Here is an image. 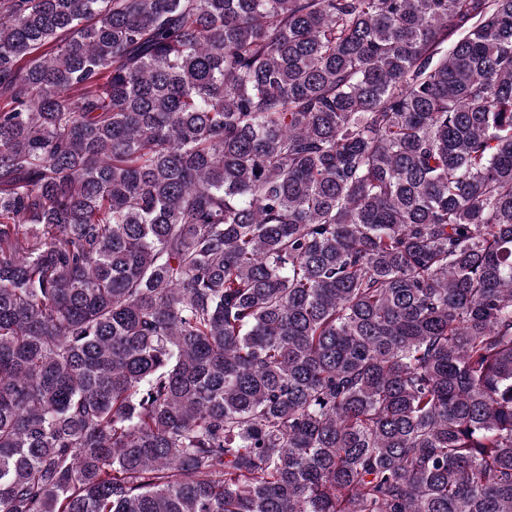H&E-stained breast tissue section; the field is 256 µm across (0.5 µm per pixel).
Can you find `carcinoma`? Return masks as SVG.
I'll list each match as a JSON object with an SVG mask.
<instances>
[{
    "instance_id": "1",
    "label": "carcinoma",
    "mask_w": 512,
    "mask_h": 512,
    "mask_svg": "<svg viewBox=\"0 0 512 512\" xmlns=\"http://www.w3.org/2000/svg\"><path fill=\"white\" fill-rule=\"evenodd\" d=\"M0 512H512V0H0Z\"/></svg>"
}]
</instances>
